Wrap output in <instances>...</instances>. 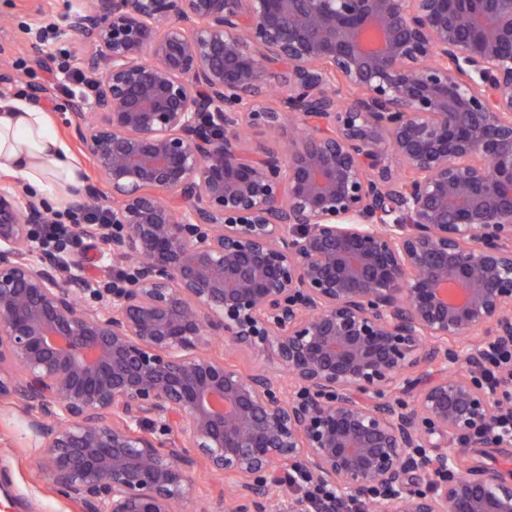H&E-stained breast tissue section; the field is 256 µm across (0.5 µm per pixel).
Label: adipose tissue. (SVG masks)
Segmentation results:
<instances>
[{"label": "adipose tissue", "mask_w": 512, "mask_h": 512, "mask_svg": "<svg viewBox=\"0 0 512 512\" xmlns=\"http://www.w3.org/2000/svg\"><path fill=\"white\" fill-rule=\"evenodd\" d=\"M0 173L64 207L86 184L81 161L56 133L49 112L20 97L0 98Z\"/></svg>", "instance_id": "ef3b65f1"}]
</instances>
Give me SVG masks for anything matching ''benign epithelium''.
<instances>
[{
    "label": "benign epithelium",
    "mask_w": 512,
    "mask_h": 512,
    "mask_svg": "<svg viewBox=\"0 0 512 512\" xmlns=\"http://www.w3.org/2000/svg\"><path fill=\"white\" fill-rule=\"evenodd\" d=\"M94 288L0 188V402L84 512H512V0H68ZM303 130L251 152L250 128ZM288 376L247 371L204 338ZM202 466L231 496L201 499ZM69 248L82 254L86 276L96 282L112 281V263L107 259L109 244L103 241H71ZM482 449L467 448L466 459L480 461L488 467L497 469L503 478L512 479V447L491 449L487 451L488 455L480 453Z\"/></svg>",
    "instance_id": "obj_1"
}]
</instances>
